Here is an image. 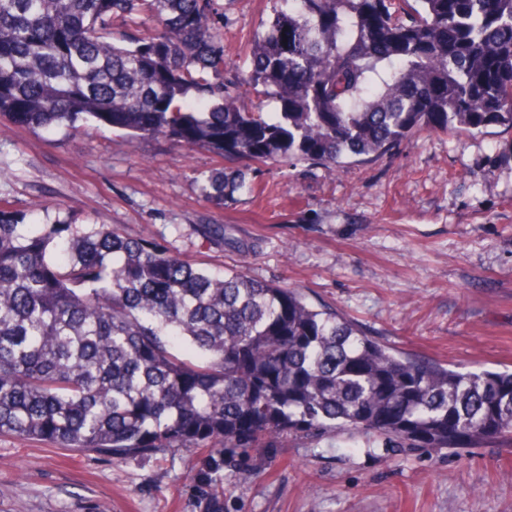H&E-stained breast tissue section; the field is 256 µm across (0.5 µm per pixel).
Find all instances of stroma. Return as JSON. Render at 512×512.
Masks as SVG:
<instances>
[{"instance_id": "1", "label": "stroma", "mask_w": 512, "mask_h": 512, "mask_svg": "<svg viewBox=\"0 0 512 512\" xmlns=\"http://www.w3.org/2000/svg\"><path fill=\"white\" fill-rule=\"evenodd\" d=\"M226 74L278 0H215ZM0 204L109 224L212 272L299 288L381 343L466 370L512 367V131L413 132L335 170L256 165V195L227 208L196 176L207 148L105 125L30 129L0 117ZM204 224L226 228L211 243ZM248 255H241V248ZM195 451L117 462L0 436V512H193ZM227 512H512V447L385 448L360 436L289 435L224 494Z\"/></svg>"}]
</instances>
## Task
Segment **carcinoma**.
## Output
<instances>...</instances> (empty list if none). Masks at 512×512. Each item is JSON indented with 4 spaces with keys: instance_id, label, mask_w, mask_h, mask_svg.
Returning a JSON list of instances; mask_svg holds the SVG:
<instances>
[{
    "instance_id": "1",
    "label": "carcinoma",
    "mask_w": 512,
    "mask_h": 512,
    "mask_svg": "<svg viewBox=\"0 0 512 512\" xmlns=\"http://www.w3.org/2000/svg\"><path fill=\"white\" fill-rule=\"evenodd\" d=\"M291 2L249 52L250 89L277 111L243 112L214 0H0V116L205 147L235 165L196 180L220 208L253 191V164L512 130V0ZM145 15L142 36L115 31ZM298 433L512 442V370L400 351L296 288L213 275L110 224L0 207V435L119 462L196 448L194 510L224 512L225 482Z\"/></svg>"
}]
</instances>
